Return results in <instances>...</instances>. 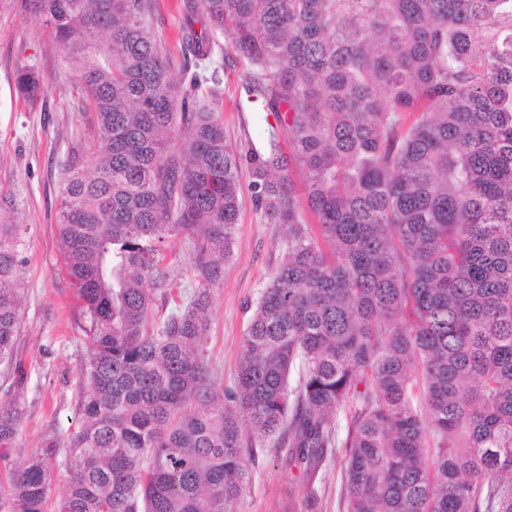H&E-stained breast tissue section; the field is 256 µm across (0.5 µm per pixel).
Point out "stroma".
Masks as SVG:
<instances>
[{
    "instance_id": "35a3bbf8",
    "label": "stroma",
    "mask_w": 512,
    "mask_h": 512,
    "mask_svg": "<svg viewBox=\"0 0 512 512\" xmlns=\"http://www.w3.org/2000/svg\"><path fill=\"white\" fill-rule=\"evenodd\" d=\"M224 47V81L209 97L221 116L224 135L239 151L264 145L269 128L260 106L246 102L240 88L241 67L229 38ZM37 64L57 87L48 108L23 105L15 94L20 65ZM80 69L64 59L36 17L22 13L15 0H0V192L21 193L15 215L28 227L27 252L21 269L23 298L19 356L27 381L14 397L23 411L14 456L42 448L50 438L66 441L79 427V367L87 342L77 325L78 306L62 273L56 226L60 167L76 138L93 139V113L75 109ZM243 203L223 272L210 292L208 330L203 355L233 385L243 337L261 291L282 261L288 229L268 223L253 200L249 168L240 170ZM188 241L165 243L158 252L175 282L196 287ZM307 483L271 454L259 456L239 498L237 512H301Z\"/></svg>"
}]
</instances>
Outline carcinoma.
<instances>
[{
	"instance_id": "cac0c4a2",
	"label": "carcinoma",
	"mask_w": 512,
	"mask_h": 512,
	"mask_svg": "<svg viewBox=\"0 0 512 512\" xmlns=\"http://www.w3.org/2000/svg\"><path fill=\"white\" fill-rule=\"evenodd\" d=\"M79 58L76 108L102 143L69 151L57 228L88 342L80 425L13 458L0 405V512H236L256 445L307 481L340 463L343 512H512V0H181L182 61L156 0H16ZM230 31L241 87L287 137L241 153L205 103ZM16 96L48 104L33 64ZM255 201L288 225L235 384L199 349L210 287ZM303 170L296 197L289 170ZM0 197V388L18 357L27 225ZM317 219V234L303 212ZM193 243L199 286L157 245Z\"/></svg>"
}]
</instances>
